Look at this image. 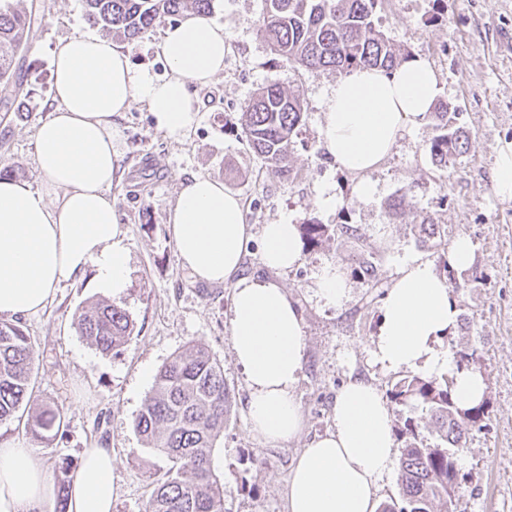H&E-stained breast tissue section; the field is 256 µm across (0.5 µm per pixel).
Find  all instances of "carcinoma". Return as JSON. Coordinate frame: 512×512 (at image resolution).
<instances>
[{
    "mask_svg": "<svg viewBox=\"0 0 512 512\" xmlns=\"http://www.w3.org/2000/svg\"><path fill=\"white\" fill-rule=\"evenodd\" d=\"M383 0H265L261 32L275 56L307 70L349 71L354 68L393 70L401 60L389 38L376 26L374 15ZM213 0H84L88 22L119 41H132L165 16L192 9L206 16ZM33 8L18 9L9 0L0 3V105L15 111L24 96V78L15 67L18 51L32 33ZM245 115L244 134L251 150L277 173L291 177L288 157L302 122L299 97L278 84L259 88ZM438 134L429 145L432 164L448 168L465 153L468 135L455 123L446 105L431 112ZM76 325L102 352L121 346L134 323L115 302L101 300L81 311ZM35 345L18 322L0 320V425L24 422L35 439L62 429L58 412L28 410ZM389 398L400 405L416 404L425 410L442 441L457 446L480 417L479 410H460L451 384L420 377L397 381ZM234 405L224 380V364L202 342L192 341L158 372L151 394L137 418L136 429L150 450L164 455L171 466L158 481L146 512H224V489L214 470L216 441ZM403 441L400 460L401 506L383 512H434L436 501L449 497L453 454L441 446L429 447L418 439L412 420L397 431ZM73 462L58 464L61 473L58 512H66L63 493Z\"/></svg>",
    "mask_w": 512,
    "mask_h": 512,
    "instance_id": "1",
    "label": "carcinoma"
}]
</instances>
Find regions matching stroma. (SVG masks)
<instances>
[{"mask_svg": "<svg viewBox=\"0 0 512 512\" xmlns=\"http://www.w3.org/2000/svg\"><path fill=\"white\" fill-rule=\"evenodd\" d=\"M41 3L21 58L24 107L0 118V166L11 168V180L34 189L41 178L33 133L48 115L53 52L63 39L92 29L83 0ZM263 9V0H214L210 19L223 25L229 45L224 73L200 90L199 121L184 138L158 132L138 103L113 122L112 147L124 174L110 194L130 271L120 303L135 328L109 353L81 336L75 316L101 298L87 274L64 281L43 312L24 320L36 347L31 404L60 412L66 429L65 438L35 448L51 469L64 459L79 461L83 449L106 445L118 487L112 512H145L170 463L144 446L135 419L160 368L198 341L223 362L235 396L214 454L224 512H285L289 475L302 448L332 430L338 390L358 377L385 394L406 375L371 354L383 298L399 271L413 259L442 269L453 241L465 236L474 262L458 272L460 286L452 291L456 327L435 347L454 355L473 352L469 367L483 374L486 397L465 446L454 452L458 486L440 510L512 512V199L499 196L492 180L499 144L512 139V0H384L379 28L396 50L433 65L438 99L457 112L470 140L453 167L437 169L427 152L437 130L424 119L403 131L392 154L368 174L373 191L364 197L355 190L357 177L336 170L320 142L323 96L339 72L307 71L271 54L261 34ZM270 83L302 102L290 179L267 167L243 133L248 100ZM199 174L238 196L254 227L289 220L333 229L319 243L301 242V263L293 269H266L257 240L242 265L243 274L281 283L302 311L304 359L295 394L303 429L285 445L264 444L248 429V388L230 348V286L194 281L167 232L169 208L184 182ZM324 193L341 197V205L321 206ZM427 221L438 225L439 237L419 233ZM368 262L375 269L372 281L362 273ZM330 265L346 278L347 298L338 307L317 294L318 277Z\"/></svg>", "mask_w": 512, "mask_h": 512, "instance_id": "stroma-1", "label": "stroma"}]
</instances>
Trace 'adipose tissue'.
Here are the masks:
<instances>
[{
    "instance_id": "adipose-tissue-1",
    "label": "adipose tissue",
    "mask_w": 512,
    "mask_h": 512,
    "mask_svg": "<svg viewBox=\"0 0 512 512\" xmlns=\"http://www.w3.org/2000/svg\"><path fill=\"white\" fill-rule=\"evenodd\" d=\"M226 34L194 13L164 29L158 50L169 74L136 66L106 37L79 33L53 55L51 113L34 132L35 163L43 180L30 189L0 181V316L43 311L58 286L93 270L94 287L120 298L129 285L125 235L110 189L119 177L112 120L143 104L157 130L182 139L199 118V89L224 71ZM440 92L432 65L414 56L392 72L355 69L328 88L320 140L337 170L357 176V192L372 191L364 176L391 153L400 133L421 124ZM178 259L195 280L232 287L231 353L246 376L250 432L264 443L297 437L303 417L295 397L302 367V316L278 283L243 275L252 238L261 260L285 270L301 260L298 227L288 221L253 233L241 200L204 175L185 183L167 215ZM458 308L432 262L404 265L386 294L376 362L389 369L445 370L457 405L470 409L485 396L480 372L457 366L435 350L450 334ZM334 429L302 449L288 482L286 512H376L379 480L395 464V438L381 393L361 379L338 393ZM112 451L84 449L70 490L68 512H112L118 488ZM0 512H54L53 483L41 455L14 437L0 439Z\"/></svg>"
}]
</instances>
